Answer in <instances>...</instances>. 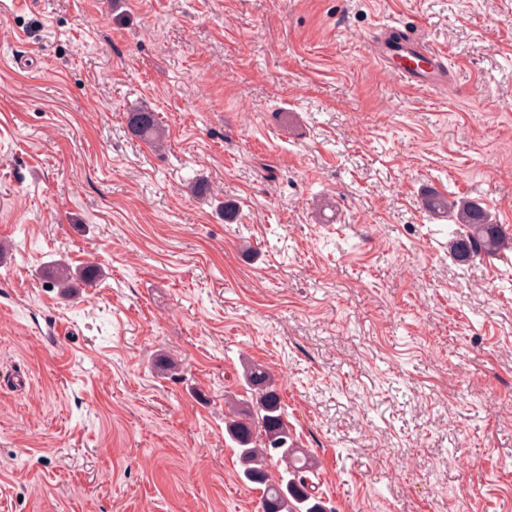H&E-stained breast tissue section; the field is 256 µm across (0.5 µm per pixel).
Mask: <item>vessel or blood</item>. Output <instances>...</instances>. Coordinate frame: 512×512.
<instances>
[{
    "instance_id": "obj_1",
    "label": "vessel or blood",
    "mask_w": 512,
    "mask_h": 512,
    "mask_svg": "<svg viewBox=\"0 0 512 512\" xmlns=\"http://www.w3.org/2000/svg\"><path fill=\"white\" fill-rule=\"evenodd\" d=\"M404 50L394 49L389 36L377 41L376 57L398 76L415 87H434L448 79V64L444 54L427 48L425 38L416 26L404 29Z\"/></svg>"
}]
</instances>
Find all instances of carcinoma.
Wrapping results in <instances>:
<instances>
[{
	"mask_svg": "<svg viewBox=\"0 0 512 512\" xmlns=\"http://www.w3.org/2000/svg\"><path fill=\"white\" fill-rule=\"evenodd\" d=\"M131 123L143 140L155 145L162 143L163 133L155 113L134 112ZM432 206L447 211L449 219L467 227L456 239L454 251L459 259L512 248V236L502 225L491 222L479 204L448 200L434 202ZM241 381L251 391V398H224L228 410L224 417L225 432L234 444L241 479L258 485L262 491V512H326L322 498L315 495L316 463L298 447L288 428L274 377L247 361ZM273 463L282 467L277 477L269 473Z\"/></svg>",
	"mask_w": 512,
	"mask_h": 512,
	"instance_id": "cac0c4a2",
	"label": "carcinoma"
}]
</instances>
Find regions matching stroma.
Listing matches in <instances>:
<instances>
[{
  "mask_svg": "<svg viewBox=\"0 0 512 512\" xmlns=\"http://www.w3.org/2000/svg\"><path fill=\"white\" fill-rule=\"evenodd\" d=\"M413 21L444 86L374 56ZM432 195L512 233V0L0 14V512H260L246 360L329 512H512V249L457 261ZM131 123L135 132L145 141L160 145L163 141V133L154 112L141 111L131 114Z\"/></svg>",
  "mask_w": 512,
  "mask_h": 512,
  "instance_id": "1",
  "label": "stroma"
}]
</instances>
